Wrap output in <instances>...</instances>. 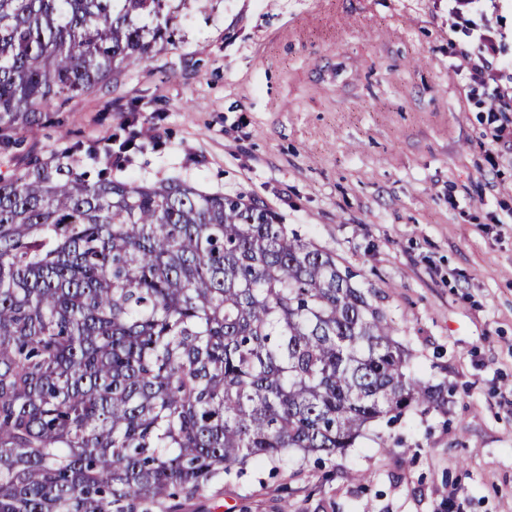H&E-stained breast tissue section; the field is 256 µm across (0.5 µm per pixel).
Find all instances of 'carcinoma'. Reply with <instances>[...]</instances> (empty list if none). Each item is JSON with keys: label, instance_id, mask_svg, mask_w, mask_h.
Here are the masks:
<instances>
[{"label": "carcinoma", "instance_id": "carcinoma-1", "mask_svg": "<svg viewBox=\"0 0 512 512\" xmlns=\"http://www.w3.org/2000/svg\"><path fill=\"white\" fill-rule=\"evenodd\" d=\"M176 1L0 0V149L144 66ZM375 297L241 195L28 156L0 175V512H180L445 405Z\"/></svg>", "mask_w": 512, "mask_h": 512}]
</instances>
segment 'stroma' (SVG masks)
<instances>
[{
  "instance_id": "obj_1",
  "label": "stroma",
  "mask_w": 512,
  "mask_h": 512,
  "mask_svg": "<svg viewBox=\"0 0 512 512\" xmlns=\"http://www.w3.org/2000/svg\"><path fill=\"white\" fill-rule=\"evenodd\" d=\"M445 0H187L147 69L42 112L31 152L78 171L243 194L374 289L444 407L368 427L326 465L290 460L181 512H512V147L456 66ZM372 476L359 488L350 475Z\"/></svg>"
}]
</instances>
